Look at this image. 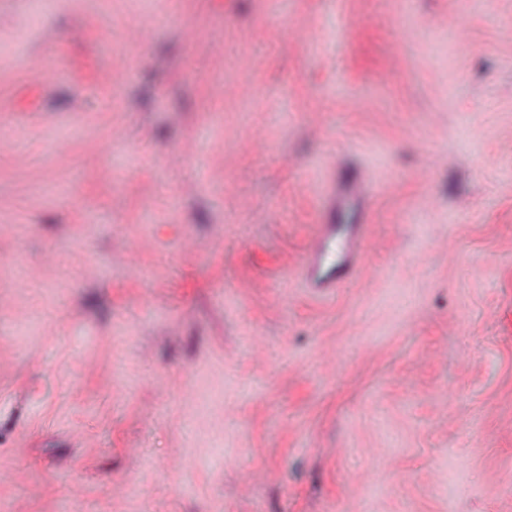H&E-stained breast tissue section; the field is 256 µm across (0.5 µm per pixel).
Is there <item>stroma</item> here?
<instances>
[{
  "label": "stroma",
  "instance_id": "1",
  "mask_svg": "<svg viewBox=\"0 0 512 512\" xmlns=\"http://www.w3.org/2000/svg\"><path fill=\"white\" fill-rule=\"evenodd\" d=\"M0 133V512H512V0H25ZM362 227L345 234L340 240L338 262L328 266L326 256L336 246L339 227L336 224H319L298 270L305 288L315 293L328 294L338 288L340 282L352 276L361 260Z\"/></svg>",
  "mask_w": 512,
  "mask_h": 512
}]
</instances>
